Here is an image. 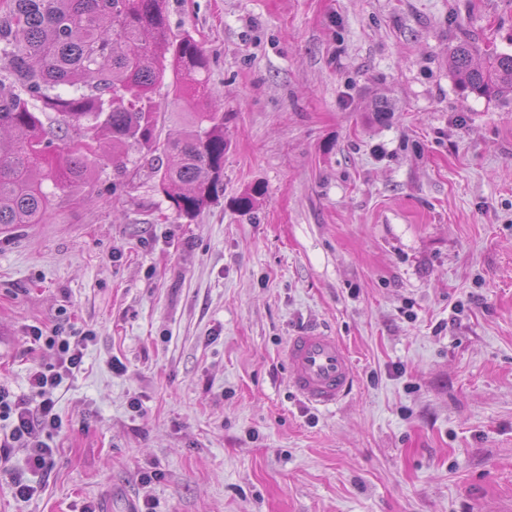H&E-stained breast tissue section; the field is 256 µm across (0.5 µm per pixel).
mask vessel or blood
<instances>
[{
	"mask_svg": "<svg viewBox=\"0 0 512 512\" xmlns=\"http://www.w3.org/2000/svg\"><path fill=\"white\" fill-rule=\"evenodd\" d=\"M289 383L307 404L323 409L337 406L352 390L355 368L342 341L311 328L289 337L285 349Z\"/></svg>",
	"mask_w": 512,
	"mask_h": 512,
	"instance_id": "b4317fda",
	"label": "vessel or blood"
}]
</instances>
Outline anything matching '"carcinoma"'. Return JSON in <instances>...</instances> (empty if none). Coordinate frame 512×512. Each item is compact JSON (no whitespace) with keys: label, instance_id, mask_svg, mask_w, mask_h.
<instances>
[{"label":"carcinoma","instance_id":"1","mask_svg":"<svg viewBox=\"0 0 512 512\" xmlns=\"http://www.w3.org/2000/svg\"><path fill=\"white\" fill-rule=\"evenodd\" d=\"M476 57L466 33L450 50L461 88L512 96V54ZM169 70L175 94L211 100L182 113V130L166 146L172 162L154 167L178 215L194 218L224 193L230 141L209 58L190 33L170 29L167 0H0V230L42 223L56 192L88 178L100 139L112 143L118 178L130 149L156 152L153 90Z\"/></svg>","mask_w":512,"mask_h":512}]
</instances>
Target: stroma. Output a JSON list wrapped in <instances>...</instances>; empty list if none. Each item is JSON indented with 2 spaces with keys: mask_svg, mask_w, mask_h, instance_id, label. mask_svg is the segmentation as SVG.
I'll use <instances>...</instances> for the list:
<instances>
[{
  "mask_svg": "<svg viewBox=\"0 0 512 512\" xmlns=\"http://www.w3.org/2000/svg\"><path fill=\"white\" fill-rule=\"evenodd\" d=\"M168 20L210 57L224 193L189 220L139 152L117 191L97 155L0 232V385L53 363L33 329L92 334L52 393L53 468L18 500L10 449L0 512L512 506V96L463 91L448 56L464 32L511 54L512 0H169ZM308 327L355 366L333 409L289 385Z\"/></svg>",
  "mask_w": 512,
  "mask_h": 512,
  "instance_id": "stroma-1",
  "label": "stroma"
}]
</instances>
